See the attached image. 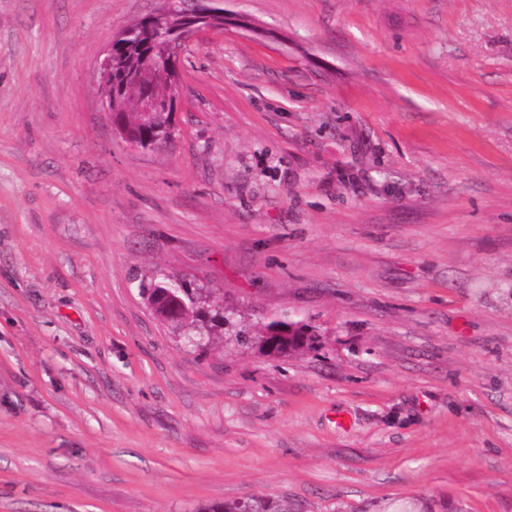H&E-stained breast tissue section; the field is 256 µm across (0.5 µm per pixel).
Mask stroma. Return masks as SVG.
Here are the masks:
<instances>
[{"label": "stroma", "instance_id": "1", "mask_svg": "<svg viewBox=\"0 0 512 512\" xmlns=\"http://www.w3.org/2000/svg\"><path fill=\"white\" fill-rule=\"evenodd\" d=\"M161 6L0 0V512H512V0H224L148 150L98 64ZM167 288H169L167 292L168 301L163 304V306H155V313L162 319L170 323H178L177 325H183L184 323L190 321L189 324H192L198 315L194 305L189 301L185 300L186 307L182 310L180 314V306L183 304L182 298L178 296L179 293H183V286L176 284H167ZM181 317V319H180ZM266 332H275L278 334V336H282L278 353H284L287 352L288 349H291V347L288 346V334H292L294 339H296L297 336H307V340H311L309 328L305 325H300L298 323H285L282 321H273L266 326L265 333ZM202 512H294L288 500L256 497L246 501L208 505Z\"/></svg>", "mask_w": 512, "mask_h": 512}]
</instances>
